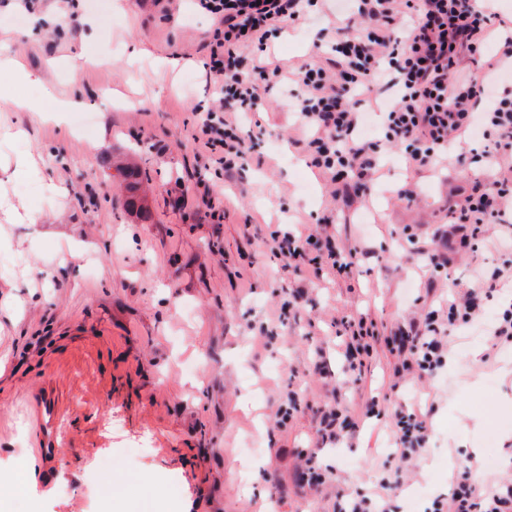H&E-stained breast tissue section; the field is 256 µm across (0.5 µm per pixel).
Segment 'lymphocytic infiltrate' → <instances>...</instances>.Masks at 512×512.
Listing matches in <instances>:
<instances>
[{"mask_svg": "<svg viewBox=\"0 0 512 512\" xmlns=\"http://www.w3.org/2000/svg\"><path fill=\"white\" fill-rule=\"evenodd\" d=\"M361 25L334 26L328 66L301 65L295 73L300 124L314 167L351 191L370 178L380 142L401 148L408 169L428 167L448 155L464 160L472 145L493 174L472 183L453 208L459 244L479 240L512 248V95H489L512 70V36L492 27L498 13L475 0H353ZM316 0H198L218 26L208 45L210 76L217 79V103L198 127L195 143L207 150L225 174L247 153L244 115L261 98L264 82L281 78L280 65L258 60L240 66L244 49L266 51L272 31L304 19ZM479 57L474 78L457 77L464 57ZM390 85L392 99L380 106L383 141L363 134L366 111L378 84ZM271 249L284 260H311L333 272L351 265L352 252L332 235L286 230L271 237ZM512 284V263L482 266L473 285L446 302L431 305L426 321L411 330L398 353L404 370L430 372L446 352L449 325L487 323L490 336L512 343V304L486 320L478 301L484 291ZM425 414L401 412L395 455L410 463L426 447ZM457 490L447 512H512V482L476 483L470 469L455 478Z\"/></svg>", "mask_w": 512, "mask_h": 512, "instance_id": "1", "label": "lymphocytic infiltrate"}]
</instances>
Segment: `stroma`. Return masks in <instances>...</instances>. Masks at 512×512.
<instances>
[{
  "label": "stroma",
  "mask_w": 512,
  "mask_h": 512,
  "mask_svg": "<svg viewBox=\"0 0 512 512\" xmlns=\"http://www.w3.org/2000/svg\"><path fill=\"white\" fill-rule=\"evenodd\" d=\"M72 11L74 33L53 0L31 11L0 0V47L44 82L7 90L43 111L0 103V512H114L119 501L133 512H338L362 497L429 512L464 465L486 484L512 480V347L454 326L443 366L423 373L403 370L390 344L475 266L512 260L455 254L430 282L423 256L401 246L450 227L481 164L415 172L392 148L365 194L336 192L306 163L291 87L273 84L248 114L243 165L225 176L193 140L214 102L202 63L216 20L191 0H75ZM335 19L334 0H319L269 38L268 55L287 71L325 64ZM66 100L88 129L71 112L46 116ZM120 154L151 176L146 215L125 205ZM21 155L41 179L13 176ZM208 193L223 194L222 210ZM323 222L356 252L348 273L271 252L284 225ZM362 314L380 338L350 372L343 342ZM289 391L299 409L285 419ZM333 403L355 431L329 442L319 415ZM417 406L425 462L405 466L390 454L396 414ZM53 426L46 473L36 451ZM252 442L259 457L245 453ZM310 458L323 485L301 478Z\"/></svg>",
  "instance_id": "35a3bbf8"
}]
</instances>
